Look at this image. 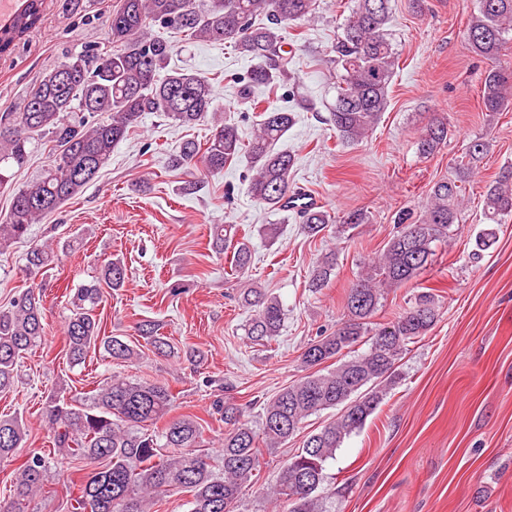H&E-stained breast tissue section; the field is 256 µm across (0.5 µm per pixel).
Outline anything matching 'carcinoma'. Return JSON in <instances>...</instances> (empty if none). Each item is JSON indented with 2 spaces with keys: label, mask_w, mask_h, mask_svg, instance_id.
I'll list each match as a JSON object with an SVG mask.
<instances>
[{
  "label": "carcinoma",
  "mask_w": 512,
  "mask_h": 512,
  "mask_svg": "<svg viewBox=\"0 0 512 512\" xmlns=\"http://www.w3.org/2000/svg\"><path fill=\"white\" fill-rule=\"evenodd\" d=\"M23 8L10 28L0 27V53L9 51L43 17L44 0H22ZM317 0H122L108 19L109 51L98 47L68 57L45 71L21 112L0 116V188L13 183L16 170L26 166L39 144L50 146L51 160L38 178L14 193L6 222H0V253L26 238L31 225L53 213L92 181L109 160L113 148L137 127L146 112H157L182 126L210 124L213 134L201 145L185 141L168 156L170 168L219 173L243 153L249 158V193L269 211L294 208L302 196L290 190L296 157L275 144L294 124L299 109L316 110L300 98L293 106L266 107L252 138L243 142L238 126L221 119L211 79L170 67L173 45L152 32L158 26L184 33L192 40L222 42L254 61L241 79L244 95L252 88L270 93L290 84L292 52L286 28L315 19ZM391 0H354L350 15L338 26L327 63L337 71L334 102L326 107L330 123L345 143L359 142L377 125L387 106L388 89L398 57L388 38ZM512 34V0H480L464 32L472 52L484 64L480 74L482 104L489 113L502 112L512 102V66L501 62V50ZM448 116L433 114L424 126L417 149L424 157L448 143ZM492 149L482 138L471 140L454 162L451 175L434 184L419 216L407 212L379 259L351 283L345 296V315L336 329L303 348L300 360L309 370L263 404L262 429L256 433L244 419L243 408L226 397L215 403L224 422L223 469L214 471L203 450V419L169 416L174 395L160 382H136L114 376L83 397L46 398L45 417L53 455L90 461L96 467L82 480L77 512H148L149 505L173 490L191 493L187 512H236L242 489L259 477L263 448H275L302 429L308 417L326 410L337 417L306 436L282 469L270 497L286 512H329L319 490L325 463L335 457L344 438L361 429L380 407L386 387L405 346L426 335L437 320L434 298L422 294L398 317L372 323L381 292L398 288L431 265L434 246L452 238L462 221L466 189ZM512 216V165L500 169L483 195V219L500 224ZM303 232L316 237L331 224L318 207L296 210ZM237 230L232 224L214 226L212 248L224 251ZM83 235L54 245L36 244L27 253L26 272L35 276L53 265L58 251L73 249ZM252 253L236 242L232 265L239 273L250 267ZM336 254L317 263L309 287L327 286ZM126 269L108 260L100 277L76 288L65 322L66 353L79 365L92 348L117 360L139 358V350L102 331L97 309L103 288L125 286ZM42 290L30 285L0 309V393L14 389L23 355L45 338ZM253 309L247 335L256 341L280 335L284 308L261 288L243 296ZM157 355L169 356L175 347L159 333L157 324L136 325ZM368 348L325 372L319 366L343 355L360 339ZM164 421L157 431L147 425ZM26 418L20 413L0 418V459L24 447ZM48 456L33 451L19 467L13 496L0 501V512H27L30 501L44 490Z\"/></svg>",
  "instance_id": "1"
}]
</instances>
